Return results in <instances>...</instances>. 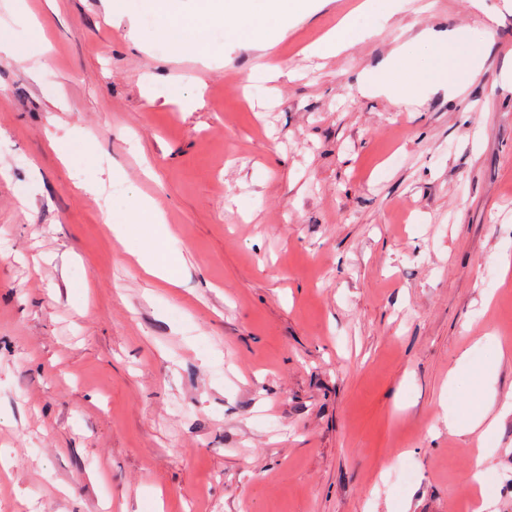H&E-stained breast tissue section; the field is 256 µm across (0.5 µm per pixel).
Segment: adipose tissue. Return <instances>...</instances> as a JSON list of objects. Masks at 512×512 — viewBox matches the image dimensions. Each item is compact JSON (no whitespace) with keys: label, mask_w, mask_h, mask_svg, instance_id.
Masks as SVG:
<instances>
[{"label":"adipose tissue","mask_w":512,"mask_h":512,"mask_svg":"<svg viewBox=\"0 0 512 512\" xmlns=\"http://www.w3.org/2000/svg\"><path fill=\"white\" fill-rule=\"evenodd\" d=\"M316 3L317 0H149L158 18L154 38L203 61L208 60L209 54L199 39L200 25H221L225 39L268 50L285 39L293 23L313 16ZM393 8L394 0H364L356 15L344 18L311 46V54L322 56L346 50L356 40L371 35L375 22L389 18ZM472 43V33L462 28L451 31L444 43L422 37L405 44L378 68L366 73L360 89L386 95L395 104L408 103L423 88L462 90L481 71V60ZM111 223L112 234L119 242L133 231H140L144 246L137 254L138 264L162 285H173V278L156 256V244L167 235L168 228L154 201L142 199L137 213L112 216ZM496 405L502 413L512 412L511 402L496 404L494 394L477 390L467 413L446 410L449 434L476 431L481 438L490 437L498 423L490 415Z\"/></svg>","instance_id":"1"}]
</instances>
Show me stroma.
I'll use <instances>...</instances> for the list:
<instances>
[{
    "mask_svg": "<svg viewBox=\"0 0 512 512\" xmlns=\"http://www.w3.org/2000/svg\"><path fill=\"white\" fill-rule=\"evenodd\" d=\"M359 2L321 0L265 52L207 29L205 67L150 10L0 0V28L29 39L25 4L51 45L0 61V512H471L478 468L487 512H512V413L482 443L443 411L512 394V0H396L309 55ZM455 28L482 36L464 92L360 93ZM273 59L286 77L243 92ZM151 73L184 103H147ZM145 197L177 287L106 222ZM393 8L394 0H365L355 10L358 14L345 17L336 28L313 44L310 47L311 54L322 56L346 50L356 40L371 35L375 22L389 18Z\"/></svg>",
    "mask_w": 512,
    "mask_h": 512,
    "instance_id": "stroma-1",
    "label": "stroma"
}]
</instances>
